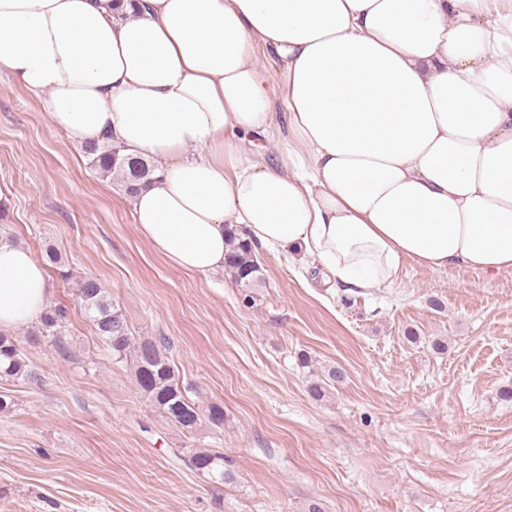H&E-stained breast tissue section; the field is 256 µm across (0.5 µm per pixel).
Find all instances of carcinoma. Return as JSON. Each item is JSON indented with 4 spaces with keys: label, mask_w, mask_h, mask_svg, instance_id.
Segmentation results:
<instances>
[{
    "label": "carcinoma",
    "mask_w": 512,
    "mask_h": 512,
    "mask_svg": "<svg viewBox=\"0 0 512 512\" xmlns=\"http://www.w3.org/2000/svg\"><path fill=\"white\" fill-rule=\"evenodd\" d=\"M125 156L123 146L104 142L85 146L90 164L102 177H110L121 182L127 195L135 194L140 187L152 183L157 178L156 166L148 159L130 157L126 160H113L114 152ZM226 267L236 284L247 292L245 300L250 302V291L262 282L256 252L249 241L238 230L228 231L226 239ZM76 296L81 311L92 323L102 342L112 352L117 361L134 359L135 382L140 394L163 417L181 428L189 436H194L202 423L221 429L224 427V407L212 404L203 410L191 402L186 390L179 385L173 364L167 356L165 342L156 337L132 335L120 309L112 303V295L96 277L86 276L77 281ZM68 315L67 308L57 305L49 309L35 324L31 335L43 338L61 353H67L63 331ZM329 381L311 380L308 393L315 400L326 396L329 383L344 380V373L332 369ZM0 378L24 379L30 382L37 379L24 352L12 336L0 333ZM176 458L192 472L222 484L232 478V473L224 467V452L214 448H180Z\"/></svg>",
    "instance_id": "obj_1"
}]
</instances>
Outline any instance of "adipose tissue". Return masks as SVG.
Here are the masks:
<instances>
[{"label":"adipose tissue","mask_w":512,"mask_h":512,"mask_svg":"<svg viewBox=\"0 0 512 512\" xmlns=\"http://www.w3.org/2000/svg\"><path fill=\"white\" fill-rule=\"evenodd\" d=\"M290 142L241 149L277 118ZM70 142L158 164L142 238L195 276L225 229L312 259L350 292L402 261L512 269V0H0V71ZM44 261L0 240V330L34 324ZM258 146L244 145V149L258 162H272L288 143V131L283 120L277 121L268 137L256 141Z\"/></svg>","instance_id":"1"}]
</instances>
